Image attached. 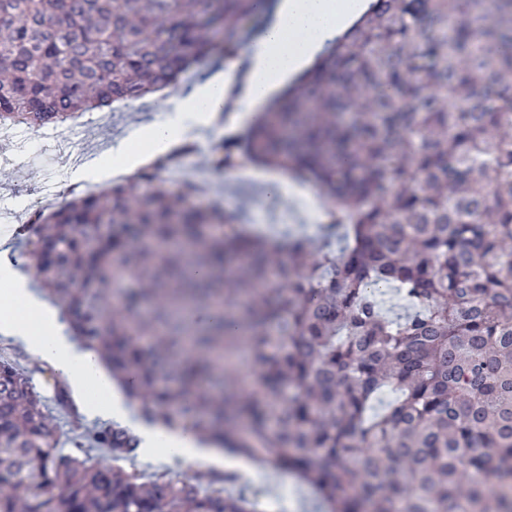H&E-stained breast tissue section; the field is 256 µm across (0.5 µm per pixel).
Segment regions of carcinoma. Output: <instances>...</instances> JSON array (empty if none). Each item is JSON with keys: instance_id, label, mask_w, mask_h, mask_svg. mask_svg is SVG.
I'll list each match as a JSON object with an SVG mask.
<instances>
[{"instance_id": "carcinoma-1", "label": "carcinoma", "mask_w": 512, "mask_h": 512, "mask_svg": "<svg viewBox=\"0 0 512 512\" xmlns=\"http://www.w3.org/2000/svg\"><path fill=\"white\" fill-rule=\"evenodd\" d=\"M262 2L0 0V127L176 89L237 52ZM170 161L20 232L136 417L291 473L318 512H512V0H373L244 138L213 145V169L311 182L322 237L272 246L189 203L192 183L173 192ZM140 445L87 427L61 372L0 347V512H266L226 472L120 465Z\"/></svg>"}]
</instances>
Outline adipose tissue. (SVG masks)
<instances>
[{"instance_id": "obj_1", "label": "adipose tissue", "mask_w": 512, "mask_h": 512, "mask_svg": "<svg viewBox=\"0 0 512 512\" xmlns=\"http://www.w3.org/2000/svg\"><path fill=\"white\" fill-rule=\"evenodd\" d=\"M370 0H276L267 7L269 20L250 51L226 59L180 109L162 122L135 130L154 153L192 141L199 129L225 125L235 131L250 124L273 94L309 66L326 44L358 20ZM233 112H226V105ZM59 314L51 310L20 277L0 237V334L18 337L42 361L62 371L79 393L95 389L112 393L109 371L97 354L63 333ZM145 451L170 455L189 463H207L219 456L215 445L194 435L158 428L143 430Z\"/></svg>"}]
</instances>
